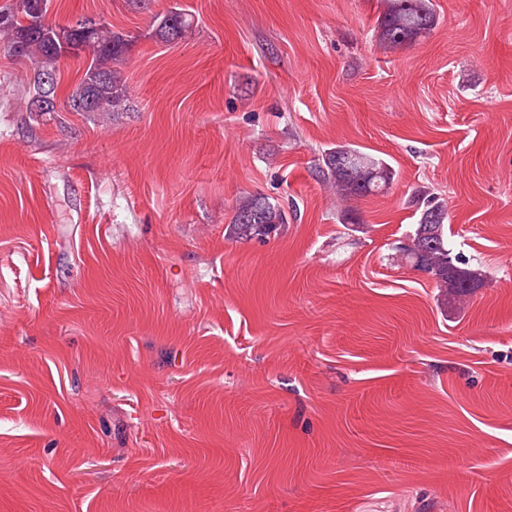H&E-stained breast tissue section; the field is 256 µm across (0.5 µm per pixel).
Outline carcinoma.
<instances>
[{"label":"carcinoma","instance_id":"cac0c4a2","mask_svg":"<svg viewBox=\"0 0 512 512\" xmlns=\"http://www.w3.org/2000/svg\"><path fill=\"white\" fill-rule=\"evenodd\" d=\"M49 0H13L0 7V30L6 33L0 52L29 60L38 69L57 75L63 48L77 49L90 62L83 79L69 97V112H119L128 107L126 85L117 65L123 62L131 40L112 32L103 20H93L84 29L86 18L70 25V30L47 18ZM377 18L380 38L396 49L415 42L436 24L433 0H380ZM190 30L186 13L174 9L163 16L158 36L174 43ZM322 173L343 201L378 194L390 185L391 171L381 158L351 144L337 145L322 155ZM418 219L407 237L411 247L398 249L401 259L412 268L429 275L439 288L441 304L469 296L483 284L485 272L459 255L448 239V204L433 192L417 196ZM288 223L283 207L260 193L245 197L236 207L229 234L236 239L263 241Z\"/></svg>","mask_w":512,"mask_h":512}]
</instances>
